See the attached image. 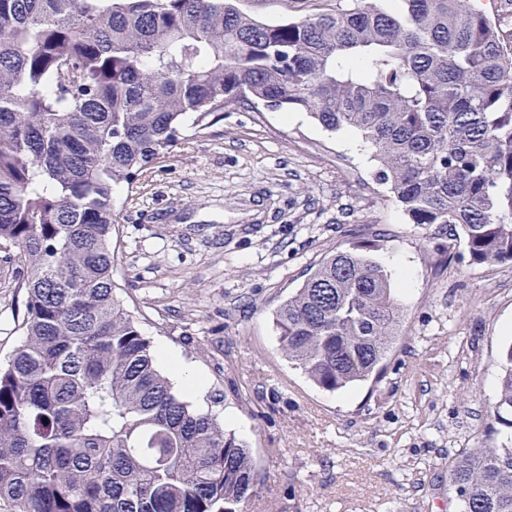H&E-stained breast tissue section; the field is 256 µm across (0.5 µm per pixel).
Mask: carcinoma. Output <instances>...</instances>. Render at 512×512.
<instances>
[{
	"instance_id": "carcinoma-1",
	"label": "carcinoma",
	"mask_w": 512,
	"mask_h": 512,
	"mask_svg": "<svg viewBox=\"0 0 512 512\" xmlns=\"http://www.w3.org/2000/svg\"><path fill=\"white\" fill-rule=\"evenodd\" d=\"M249 102L351 130L408 223L512 262V37L473 0H377L265 23L239 0H0V262L23 341L0 364L7 512H244L250 448L157 363L114 294V196ZM375 243L333 250L276 313L336 392L379 378L400 308ZM492 417L512 428V345ZM458 512H512V446L448 465Z\"/></svg>"
}]
</instances>
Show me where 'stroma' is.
<instances>
[{
    "instance_id": "35a3bbf8",
    "label": "stroma",
    "mask_w": 512,
    "mask_h": 512,
    "mask_svg": "<svg viewBox=\"0 0 512 512\" xmlns=\"http://www.w3.org/2000/svg\"><path fill=\"white\" fill-rule=\"evenodd\" d=\"M352 0H240L264 22ZM352 149L307 113L244 106L119 187L116 295L154 346L199 374L195 401L251 447L246 512H453L448 456L512 443L491 415L512 343V262L410 224ZM378 241L402 311L379 382L328 392L283 355L280 305L335 249ZM21 268L0 264V362L18 347Z\"/></svg>"
}]
</instances>
